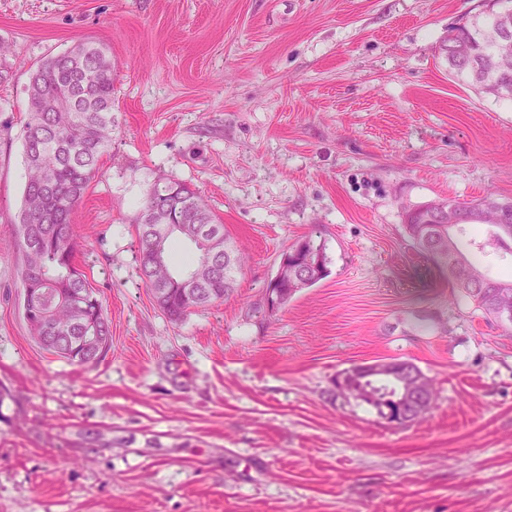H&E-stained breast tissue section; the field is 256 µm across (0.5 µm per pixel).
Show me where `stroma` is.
Returning a JSON list of instances; mask_svg holds the SVG:
<instances>
[{"instance_id": "obj_1", "label": "stroma", "mask_w": 512, "mask_h": 512, "mask_svg": "<svg viewBox=\"0 0 512 512\" xmlns=\"http://www.w3.org/2000/svg\"><path fill=\"white\" fill-rule=\"evenodd\" d=\"M479 0H0V512H512V325L408 238L405 208L512 198V101L438 46ZM108 47L115 130L73 220L111 319L78 364L24 319L15 247L31 68ZM198 190L247 266L181 322L140 277L154 183ZM317 231L328 275L268 310ZM414 363L436 401L389 422L338 394ZM446 62L448 64V73L450 76L458 81L471 85L476 91L484 94L485 96L499 100L496 98L497 95L509 94L512 92L510 83L495 89L489 87L488 79L484 76L482 71H480V73H476L472 68L458 63L450 57H446ZM355 367V368H359ZM394 367L391 362H381L371 365H366L359 368L357 371L344 374L336 379V388L345 395L356 396L355 390H361L363 378L361 375H371L377 377L395 376Z\"/></svg>"}]
</instances>
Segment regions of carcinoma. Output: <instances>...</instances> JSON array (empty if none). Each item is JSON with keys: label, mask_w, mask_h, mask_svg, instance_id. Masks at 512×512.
Here are the masks:
<instances>
[{"label": "carcinoma", "mask_w": 512, "mask_h": 512, "mask_svg": "<svg viewBox=\"0 0 512 512\" xmlns=\"http://www.w3.org/2000/svg\"><path fill=\"white\" fill-rule=\"evenodd\" d=\"M481 29L474 42L478 59L492 64L494 70L512 78V39L499 36L497 18L492 13L478 20L450 28L444 41L456 33H465L472 24ZM448 73L491 98L512 92L507 83L498 88L488 85L483 73H477L454 59L446 58ZM67 89L66 111L56 104V95ZM114 65L108 50L94 42H79L70 50L52 56L31 72L28 86L29 120L25 125L24 157L28 170L23 202L16 216V246L23 256L20 282L23 314L31 336L43 349L61 358L81 364L97 362L111 347L110 322L102 304L89 287L85 275L74 264L79 246L72 215L98 169L100 158L112 142ZM488 193L471 201L442 200L465 215L464 224L490 228L485 241L476 244L479 252L490 249L512 255V234L501 232L500 215L481 208ZM152 210L157 219L143 223V212ZM135 247L139 271L163 314L172 322L185 319L193 310L224 300L242 270L248 256L244 248L224 234V224L216 221L203 197L187 184L170 178L154 185L136 219ZM161 224L210 226L221 232L229 259L201 246L191 234L166 239L161 259H155L154 245ZM435 224H407L408 237L433 262L440 261L424 245L425 234ZM178 238L191 246L195 258L177 268L169 261V244ZM442 245L457 251L466 265L457 273L466 281L478 275L482 283L468 293L485 313L497 315L502 306L512 308V280L499 281L483 274L479 266L463 251L456 236L443 238ZM492 288L508 292L495 295ZM362 400L379 413L389 409L397 413L398 405L385 399L391 394L389 381L375 379L366 383Z\"/></svg>", "instance_id": "obj_1"}]
</instances>
